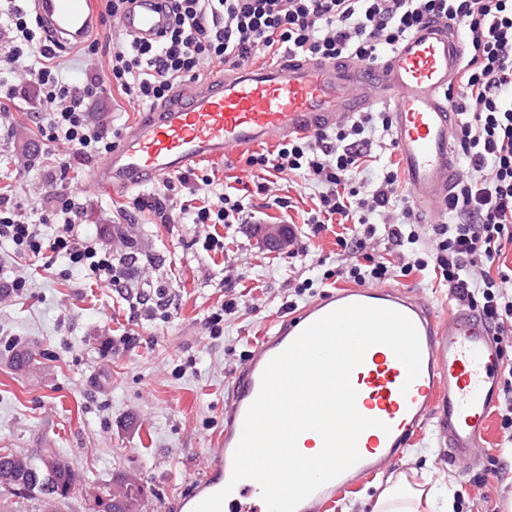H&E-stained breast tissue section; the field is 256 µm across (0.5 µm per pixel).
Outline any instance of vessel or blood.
I'll list each match as a JSON object with an SVG mask.
<instances>
[{"label": "vessel or blood", "instance_id": "b4317fda", "mask_svg": "<svg viewBox=\"0 0 512 512\" xmlns=\"http://www.w3.org/2000/svg\"><path fill=\"white\" fill-rule=\"evenodd\" d=\"M34 10L62 45L84 42L98 25L90 0H34ZM169 25L161 0H133L122 20L123 32L145 40ZM464 50L456 25L433 22L375 64L290 59L259 70L230 68L223 76L181 85L170 102L127 128L93 169L90 183L112 191L155 185L203 159L332 128L381 103L390 112L403 177L415 204L434 208L451 195L457 175L455 116L448 95L456 88ZM355 303L391 308L412 320L420 338L421 371L406 383V369L388 347L367 351L352 374L357 408L389 429L365 430L358 440L360 461L302 501L297 512H326L337 487L350 484L355 474L374 472L407 447L433 408L441 410L440 426L452 456H464L477 445L496 401L501 365L489 326L465 307L439 323L429 308L402 291L340 289L289 315L273 334L262 337L234 376L216 459L188 504L198 505L228 485L244 418L268 362L310 324ZM405 383L410 386L406 392L401 389ZM255 490L254 480L238 482L223 503L224 512H254L250 498Z\"/></svg>", "mask_w": 512, "mask_h": 512}]
</instances>
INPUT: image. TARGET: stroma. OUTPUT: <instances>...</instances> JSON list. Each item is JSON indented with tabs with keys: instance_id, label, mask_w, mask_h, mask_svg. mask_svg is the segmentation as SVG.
<instances>
[{
	"instance_id": "1",
	"label": "stroma",
	"mask_w": 512,
	"mask_h": 512,
	"mask_svg": "<svg viewBox=\"0 0 512 512\" xmlns=\"http://www.w3.org/2000/svg\"><path fill=\"white\" fill-rule=\"evenodd\" d=\"M14 85L10 116L0 121V187L10 188L24 209H37L56 178L65 177L82 205L83 237L116 256L133 254L135 262L119 292L93 283L65 258L46 271L41 258L0 242V276L28 281L22 294L0 299V448L69 463L76 487L61 512H98L122 476L140 485L141 512H178V501L216 457L231 380L262 336L288 316L289 294L312 280L297 300L302 309L334 290L325 275L340 262L336 229L304 224L315 189L301 178L278 175L273 196L289 198L291 206L273 205L237 151L205 160L194 172L247 190L245 223L158 224L146 211L125 221L134 191L90 187L93 163L43 140L26 114L35 88L20 79ZM86 112L92 124L122 132L144 108L116 93L88 100ZM282 226L293 228L302 256L264 246L265 232ZM373 245L391 263L387 286L410 292L443 319L456 308L447 285L403 274L401 248L380 237ZM157 286L170 293L169 310L134 305L138 292ZM230 300L235 308L224 310ZM218 310L224 333L214 337L208 318ZM22 351L32 360L19 368L14 357ZM504 410L496 400L480 445L458 460L449 459L434 424H427L398 457L337 491L329 512H363L365 499L403 472L446 486L450 512H506L512 430L501 426Z\"/></svg>"
}]
</instances>
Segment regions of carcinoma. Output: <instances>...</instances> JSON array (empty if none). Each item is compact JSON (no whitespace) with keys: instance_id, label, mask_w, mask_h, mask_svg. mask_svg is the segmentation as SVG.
I'll use <instances>...</instances> for the list:
<instances>
[{"instance_id":"1","label":"carcinoma","mask_w":512,"mask_h":512,"mask_svg":"<svg viewBox=\"0 0 512 512\" xmlns=\"http://www.w3.org/2000/svg\"><path fill=\"white\" fill-rule=\"evenodd\" d=\"M76 484V476L70 466L56 462L48 472L42 473L38 463L22 457L11 449L0 450V485L10 486L25 495H34L49 507L69 497ZM142 490L131 479H121L105 503L104 512H138Z\"/></svg>"}]
</instances>
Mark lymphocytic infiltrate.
<instances>
[{"instance_id":"lymphocytic-infiltrate-1","label":"lymphocytic infiltrate","mask_w":512,"mask_h":512,"mask_svg":"<svg viewBox=\"0 0 512 512\" xmlns=\"http://www.w3.org/2000/svg\"><path fill=\"white\" fill-rule=\"evenodd\" d=\"M170 27L155 40L133 36L117 40L109 74L78 79L66 73L62 48L38 33L28 11L10 5L12 46L0 69L23 72L38 90L31 116L43 139L67 143L77 155L93 159L113 147L111 129L91 124L86 100L111 89L143 105L167 99L173 89L198 79L203 67H240L256 55L278 58L281 52L332 63L350 59L378 62L428 22H454L467 35L458 70V92L451 100L457 114L460 172L443 209L446 223L435 225L436 246L421 250L420 216L400 189L396 163L386 162L374 184L362 177L375 140H392L387 111L358 112L333 130L289 138L273 152L247 157L261 172L290 173L321 185L307 223L321 229L342 225L336 242L351 250V262L337 278L365 285L387 279L383 256L367 243L385 231L397 247H409L406 271L427 272L445 282L459 302L480 307L487 322L512 319V297L504 284L512 275L500 269L506 245H512V0H162ZM213 187V198L193 205L189 174L177 175L149 196L136 197L133 209L149 211L157 223L170 224L175 213L196 224H239L249 207L245 196ZM53 197L65 216L52 236L42 231L47 217L32 220L0 193V239L21 255L61 256L91 279L121 287L123 266L111 250L83 240L78 226L81 205L64 183ZM388 224L371 222V214Z\"/></svg>"}]
</instances>
